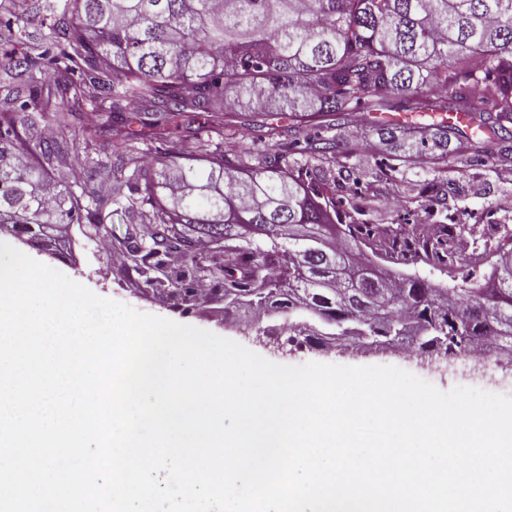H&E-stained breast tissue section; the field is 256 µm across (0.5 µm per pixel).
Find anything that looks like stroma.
Masks as SVG:
<instances>
[{
    "label": "stroma",
    "instance_id": "35a3bbf8",
    "mask_svg": "<svg viewBox=\"0 0 512 512\" xmlns=\"http://www.w3.org/2000/svg\"><path fill=\"white\" fill-rule=\"evenodd\" d=\"M55 20L45 8V0H27L26 11L21 17L0 15V23L14 30H22L29 44H39L42 33ZM362 119L360 132L344 128L341 132L346 145L344 153L334 158H321L315 165L326 174L337 173L341 167L355 170L364 188L362 194H353L347 187H338L340 195L348 197L358 212V221L367 224L389 225L399 238H413L432 222L440 205L419 197L415 185L421 171L410 165L397 166V172H389V165H396L397 151L381 133L378 124L371 119L367 109L358 112ZM447 190L444 206L458 208V222L472 224L474 215L496 207L498 200L512 194V159L499 165L496 172L486 167L459 166L456 170L441 174ZM59 256L48 255L39 245H21V252L83 284L95 294L127 304L134 309L167 318L181 324L192 325L221 337L234 340L251 348L264 358L284 365H300L319 362L344 366L392 365L408 371L442 391L466 386L490 392L512 395V358L487 366L462 364L460 359L435 366L423 364L415 357L402 353L361 355L341 350L321 351L305 347L292 355H281L272 349L253 343L246 335L244 319L239 315L225 316L223 302L203 298L186 310L166 304L161 295L147 291L138 276L122 267L114 266L111 257L98 247L97 236L91 235L83 224L70 227L69 237L59 242ZM456 251L461 260L454 268L415 263L413 276L425 280L437 288H456L463 276L481 279L483 270L478 264L479 251L471 235L456 240Z\"/></svg>",
    "mask_w": 512,
    "mask_h": 512
}]
</instances>
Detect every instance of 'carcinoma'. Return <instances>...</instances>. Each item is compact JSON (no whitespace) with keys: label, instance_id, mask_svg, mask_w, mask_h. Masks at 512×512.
<instances>
[{"label":"carcinoma","instance_id":"cac0c4a2","mask_svg":"<svg viewBox=\"0 0 512 512\" xmlns=\"http://www.w3.org/2000/svg\"><path fill=\"white\" fill-rule=\"evenodd\" d=\"M38 46L0 54V226L27 240L94 234L113 214L153 226L124 244L128 268L175 306L194 285L219 283L224 311L275 312L304 337L356 336L368 345L470 352L491 341L512 353V228L499 219L485 282L435 288L370 269L363 236L393 253L457 264L448 225L439 240L395 239L359 222L336 182L313 161L335 157L340 131L363 103L373 110L463 113L457 123L388 125L387 139L428 174L453 167L448 141L486 138L512 155V0H59ZM276 103L288 123H267L280 142L244 168L224 152L234 109ZM96 115L86 125L83 116ZM52 127L49 138L45 128ZM100 142L110 155L79 154ZM195 141V150L186 143ZM108 192L88 187L87 167ZM184 258L177 266L165 258Z\"/></svg>","mask_w":512,"mask_h":512}]
</instances>
